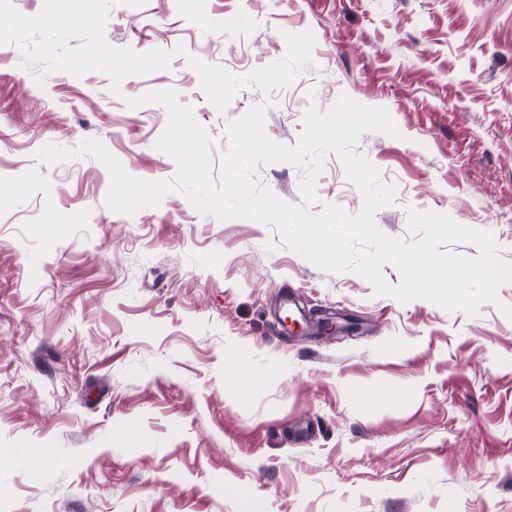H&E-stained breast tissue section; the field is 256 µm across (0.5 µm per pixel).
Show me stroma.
Here are the masks:
<instances>
[{
	"instance_id": "stroma-1",
	"label": "stroma",
	"mask_w": 512,
	"mask_h": 512,
	"mask_svg": "<svg viewBox=\"0 0 512 512\" xmlns=\"http://www.w3.org/2000/svg\"><path fill=\"white\" fill-rule=\"evenodd\" d=\"M305 31L293 84L243 87L222 112L187 62L245 75ZM106 39L186 53L117 96L104 74L45 75L0 45V512H512V281L474 316L402 303L262 223L178 192L119 214L97 160L36 159L96 138L130 175L167 180L168 113L127 99L176 90L217 163L252 106L292 145L309 107L346 94L400 132L355 146L397 188L379 229L410 241L409 209L444 213L512 263V0H146L113 6ZM304 174L274 163L256 180L297 204ZM316 190L363 208L336 155ZM298 306L332 312L343 336L286 334ZM380 386L394 400L366 401Z\"/></svg>"
}]
</instances>
